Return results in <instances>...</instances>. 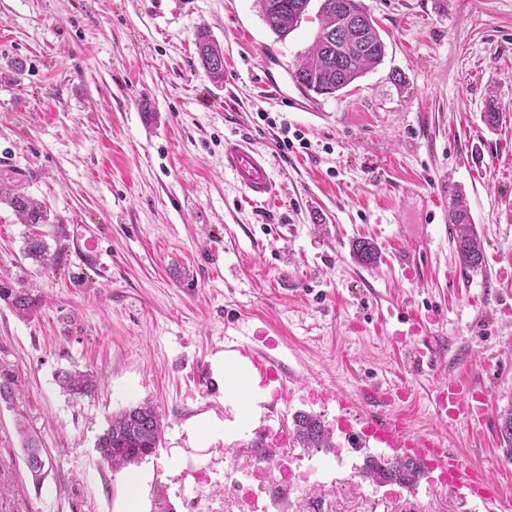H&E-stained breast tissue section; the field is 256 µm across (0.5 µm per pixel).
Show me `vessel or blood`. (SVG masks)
Wrapping results in <instances>:
<instances>
[{"label":"vessel or blood","mask_w":512,"mask_h":512,"mask_svg":"<svg viewBox=\"0 0 512 512\" xmlns=\"http://www.w3.org/2000/svg\"><path fill=\"white\" fill-rule=\"evenodd\" d=\"M224 167L229 170L244 190L248 199L265 202L274 194L271 178V161L266 154L255 149L245 140H228L224 143ZM388 317L396 318L397 329L392 335L395 340L405 344L419 367H433L439 354V347L421 335L422 324L403 304L392 302L386 307ZM248 357L257 370H264L270 356L259 350L247 353L237 338L224 339V357L234 361L239 357ZM435 417L438 421L448 420L467 422L483 421L489 413L490 403L485 392L471 382L455 378L442 383L431 398ZM356 421L365 423L369 432L381 438L386 448L394 452L412 451L420 455L431 469L448 474V486L462 489L474 499L489 500L491 492L486 477L469 465L464 464L445 448L441 439L431 435H415L399 419L381 413L375 416L359 413Z\"/></svg>","instance_id":"b4317fda"}]
</instances>
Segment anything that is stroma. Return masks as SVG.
<instances>
[{"label":"stroma","instance_id":"obj_1","mask_svg":"<svg viewBox=\"0 0 512 512\" xmlns=\"http://www.w3.org/2000/svg\"><path fill=\"white\" fill-rule=\"evenodd\" d=\"M364 3L383 62L303 112L257 85L266 62L299 95L290 73L314 40L320 0L283 39L256 0H172L160 31L142 0H0V170L46 203L37 230L56 258L48 268L24 258L29 228L0 209V276L43 297L29 320L0 302V367L21 384L0 402V512H124L125 473L95 445L113 412L146 399L163 436L135 466L140 512H153L160 489L176 512H235L256 441L297 475L268 482V512H484L438 480L394 499L357 477L383 449L347 436L341 420L377 408L481 467L493 512L512 503L498 440L499 414L512 408V0ZM202 29L224 50L222 82L199 63ZM490 105L502 115L494 130L483 122ZM285 130L305 146L280 151ZM242 137L273 160L271 202L248 201L224 168L225 139ZM457 191L482 241L476 272L454 252ZM87 227L99 245L90 265L75 248ZM359 239L378 246L375 264L354 258ZM400 245L415 249L421 279L406 278ZM396 299L427 319L441 347L434 371L392 343L381 310ZM234 326L247 347L270 340L286 365L271 379L246 372L249 395L216 372ZM78 370L99 386L74 401L59 377ZM451 377L488 394L484 422L436 419L430 395ZM402 384L407 398L369 396ZM298 411L321 416L334 447H299ZM22 424L50 458L38 480Z\"/></svg>","mask_w":512,"mask_h":512}]
</instances>
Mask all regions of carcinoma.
<instances>
[{"mask_svg":"<svg viewBox=\"0 0 512 512\" xmlns=\"http://www.w3.org/2000/svg\"><path fill=\"white\" fill-rule=\"evenodd\" d=\"M264 21L278 36L286 37L300 25L302 0H258ZM361 0H321L319 21L312 45L299 57L291 76L300 88L317 95H333L376 68L386 55V43L373 19H364L356 27L340 26L349 16L362 15ZM197 51L203 69L215 81L224 79V52L207 31L197 35ZM0 205L12 210L21 224H45L47 205L31 196L17 182L10 170L0 171ZM448 223L454 227L452 240L461 264L478 270L484 263L481 239L472 224L467 198L453 193L448 203ZM357 260L363 265L377 261L378 249L367 240L352 244ZM23 256L48 267L53 258L43 236L32 233L24 238ZM0 301L15 315L29 319L42 306L36 289L23 281L0 277ZM63 388L72 399L91 395L96 387L93 373L75 372L62 376ZM18 390V378L0 371V400H9ZM297 442L305 448L332 447V434L316 415L297 412L292 417ZM161 416L148 401L133 404L112 415L107 429L98 437L96 449L100 460L112 469L140 463L151 455L161 441ZM25 464L35 480H41L48 455H34L42 447L35 434L22 431ZM499 439L506 459L512 458V409L500 415ZM424 462L414 456L369 455L358 470L360 477L377 484L399 485L414 489L424 479Z\"/></svg>","mask_w":512,"mask_h":512,"instance_id":"carcinoma-1","label":"carcinoma"}]
</instances>
